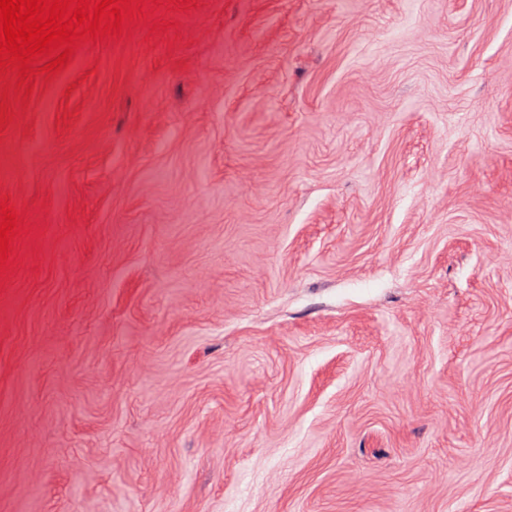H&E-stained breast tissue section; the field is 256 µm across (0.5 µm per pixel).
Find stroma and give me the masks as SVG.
Masks as SVG:
<instances>
[{
	"label": "stroma",
	"instance_id": "35a3bbf8",
	"mask_svg": "<svg viewBox=\"0 0 512 512\" xmlns=\"http://www.w3.org/2000/svg\"><path fill=\"white\" fill-rule=\"evenodd\" d=\"M0 131V512H512V0H197Z\"/></svg>",
	"mask_w": 512,
	"mask_h": 512
}]
</instances>
